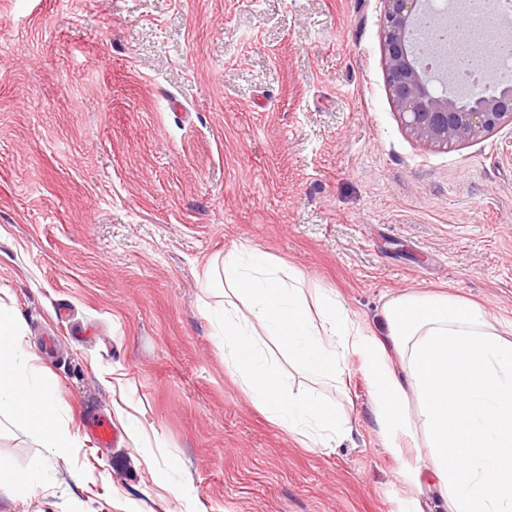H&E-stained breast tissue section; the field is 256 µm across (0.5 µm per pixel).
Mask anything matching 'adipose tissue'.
<instances>
[{
	"label": "adipose tissue",
	"instance_id": "adipose-tissue-1",
	"mask_svg": "<svg viewBox=\"0 0 512 512\" xmlns=\"http://www.w3.org/2000/svg\"><path fill=\"white\" fill-rule=\"evenodd\" d=\"M205 287L224 297L205 313L227 370L304 447H330L343 415L336 404L293 394L279 356L335 381L360 352L378 418L421 437L427 450L417 484L435 489L448 512H512V338L482 307L447 293L401 295L384 305L385 339L367 338L333 293L308 294L299 271L244 247L213 261ZM24 335L21 315L0 305V417L36 432L45 450L22 468L0 455V492L18 495L44 487L45 455L63 457L79 444L62 418L57 386L24 348ZM265 335L277 353L267 351ZM389 347L400 372L385 363Z\"/></svg>",
	"mask_w": 512,
	"mask_h": 512
}]
</instances>
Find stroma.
<instances>
[{"label":"stroma","mask_w":512,"mask_h":512,"mask_svg":"<svg viewBox=\"0 0 512 512\" xmlns=\"http://www.w3.org/2000/svg\"><path fill=\"white\" fill-rule=\"evenodd\" d=\"M381 0H0V302L81 442L0 512H444L353 356L305 448L224 365L202 310L216 254L254 248L383 304L450 293L512 324V131L434 151L389 99ZM109 414L100 447L84 418ZM41 451L0 423V455ZM165 471L167 480L155 479ZM184 487L188 498L172 490Z\"/></svg>","instance_id":"35a3bbf8"}]
</instances>
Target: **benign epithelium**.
<instances>
[{"label": "benign epithelium", "instance_id": "obj_1", "mask_svg": "<svg viewBox=\"0 0 512 512\" xmlns=\"http://www.w3.org/2000/svg\"><path fill=\"white\" fill-rule=\"evenodd\" d=\"M381 49L386 87L406 132L432 148L446 149L512 126V84L489 95L464 100L436 94L432 82L457 81L459 59L446 57L433 68L418 57L413 35L435 12L430 0H383Z\"/></svg>", "mask_w": 512, "mask_h": 512}]
</instances>
